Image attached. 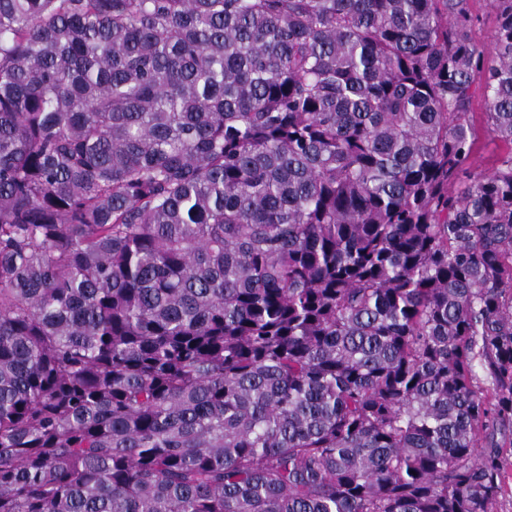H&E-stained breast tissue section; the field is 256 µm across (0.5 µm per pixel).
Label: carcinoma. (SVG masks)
I'll return each mask as SVG.
<instances>
[{
  "label": "carcinoma",
  "instance_id": "obj_1",
  "mask_svg": "<svg viewBox=\"0 0 512 512\" xmlns=\"http://www.w3.org/2000/svg\"><path fill=\"white\" fill-rule=\"evenodd\" d=\"M490 4L0 0V512H498ZM469 6L472 14L478 18L472 31L473 40L479 48L486 49L493 41L496 29L495 13L489 0H470ZM484 112H486L484 102L477 99L470 114V124L475 140V150L470 163L477 172L492 171L497 156L506 150V146L498 140H494L490 134Z\"/></svg>",
  "mask_w": 512,
  "mask_h": 512
}]
</instances>
